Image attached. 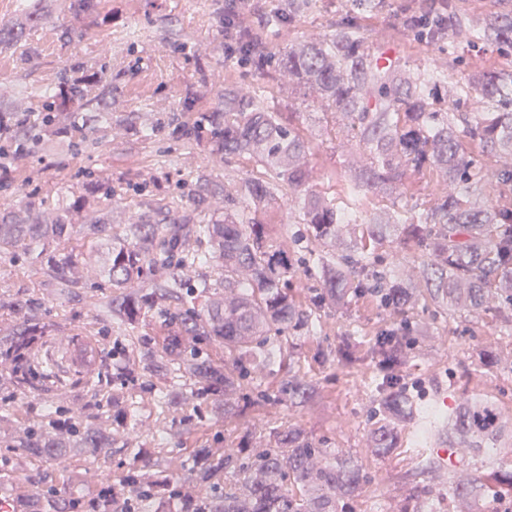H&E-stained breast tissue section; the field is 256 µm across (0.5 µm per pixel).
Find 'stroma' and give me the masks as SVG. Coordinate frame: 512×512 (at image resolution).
<instances>
[{
  "mask_svg": "<svg viewBox=\"0 0 512 512\" xmlns=\"http://www.w3.org/2000/svg\"><path fill=\"white\" fill-rule=\"evenodd\" d=\"M411 3L313 0L311 10L275 30L270 22L287 10L288 0H251L253 15L248 25L262 38L268 55L277 58L289 46L333 32L338 22H351L363 32L369 54L399 59L402 68L415 74L440 77L438 93L452 111L490 109V102L475 94L464 95L462 88L478 66L489 60L503 62L500 44L474 40L467 28L453 26L435 42L419 40L410 30L404 31L399 42H391L389 28L402 23ZM101 6L111 13V24L83 27L67 40L48 36L49 28L71 23L69 15L54 11L48 28L32 37L41 54V67L32 69L21 63L18 54L4 52L0 54V80L36 91L58 68L90 64L107 49L112 53L113 119L123 121L129 113L152 108L159 120L156 130L146 136L131 131L80 153L64 143L49 153L36 152L28 156L25 172L13 168L0 180V195L23 185L53 204L61 194L82 186L85 170H99L125 197V211L112 215V226L118 230L128 215L141 209V195L134 191L138 184L153 198H167L183 192L186 183L202 169L231 193L240 194L246 179L256 171L255 163L233 157L202 165L207 142L187 130L196 111L214 105L218 92L240 86L257 88L278 111L298 113L299 127L311 147L317 171L316 188L326 196H339L342 176L365 164V156L346 132L327 126L325 108L315 93L302 86H288L276 71L262 74L252 64L225 58L221 23L224 0H102ZM129 29L142 34L132 46L124 39ZM186 96L195 98L196 110L178 113L176 100ZM27 174L32 177L28 183L23 180ZM442 193L434 176H414L406 199L376 195L369 207L376 211L404 205L421 209L433 205ZM30 292L43 301L45 320L52 329L38 353L44 373L42 391L0 388V460L8 459L13 472L12 478L0 480V494L26 503L35 491L31 476L43 475L57 489L76 492L89 501L101 488L118 480L129 464L128 457L119 451L103 463L76 449L54 460L12 449L13 440L28 427L45 423L46 412L65 422L71 411L81 410L112 430L117 441L128 440L145 448L152 459L171 470L179 468L198 448L221 451L247 435L254 447L262 449L268 443L270 428H300L323 447L362 465L367 482L360 496L351 501L352 512H383L386 504L403 501L414 488L422 491L429 512H448L451 484L434 483L417 470L410 438L401 437L397 448L385 456L377 457L367 450V434L377 422V400L372 390L375 370H347L324 360L349 329L359 328L367 340L392 323V316L369 298L360 297L346 315H322L317 333L278 337V344L294 348L292 373L316 386L314 405L263 403L247 389L240 413L228 417L221 397L200 393H184L174 408L163 410L155 405L152 393L140 382L145 372L139 356L147 348L160 350V322L151 312L133 327L106 321L103 301L112 293L107 282L94 280L73 299L42 283L24 258L1 256L0 297ZM404 319L413 329L415 354L403 381L422 401H429L437 391L453 409L470 395L484 394L494 397L505 416L512 417V327L495 311L453 319L421 302L409 309ZM75 341L89 342L91 348L103 353L118 350L119 364L110 384L97 385L95 375L75 369L71 349ZM116 398L134 404L137 422L126 423L110 415Z\"/></svg>",
  "mask_w": 512,
  "mask_h": 512,
  "instance_id": "35a3bbf8",
  "label": "stroma"
}]
</instances>
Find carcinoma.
Instances as JSON below:
<instances>
[{"label": "carcinoma", "instance_id": "cac0c4a2", "mask_svg": "<svg viewBox=\"0 0 512 512\" xmlns=\"http://www.w3.org/2000/svg\"><path fill=\"white\" fill-rule=\"evenodd\" d=\"M50 2L18 7L0 26V52L19 48L23 63L39 58L31 35L49 21ZM61 7L76 20L96 25L107 20L100 0H62ZM472 33L512 45V15L487 18L472 25ZM363 45L359 28L339 23L330 34L288 47L277 66L288 80L322 98L328 121L351 131L366 156L359 172L344 179L341 201L316 189L309 147L293 119H283L253 89L239 87L200 113L196 130L208 136L209 161L246 155L260 166L241 197L201 172L190 207L175 197L161 199L114 234L112 210L121 206L123 195L89 171L82 189L53 209L22 190L1 199L0 252L26 257L63 291L98 275L108 278L112 298L106 307L121 323L155 311L164 331L162 354L149 349L142 357L164 380L152 385L161 407L174 401L173 388L184 380L223 394L227 414L247 388L268 401L311 403L315 386L296 375L284 378L272 394L261 389L265 376L285 362L282 347L270 336L313 329L322 313L345 314L353 298L365 294L397 316L423 300L459 317L494 305L512 323V168L497 171L498 193L488 202L477 193V174L460 147L461 139L469 138L512 158V63L490 64L467 79L495 109L465 113L454 122L439 106V78L414 76L396 59L382 63ZM248 49L256 67L268 64L261 42L248 40ZM40 97L44 106L32 119L27 92L0 82V160L19 164L62 136L75 147L97 134L103 140L153 127L151 109L113 125L112 74L105 64L57 73ZM426 173L452 191L419 216L402 210L363 218L370 195H399L408 175ZM273 181L300 199V232L290 235L286 224L256 220L257 213L277 207ZM387 243L426 252V269L410 279L382 265L379 250ZM210 263L222 268L221 278L211 280L201 271ZM302 265L315 270L318 283L306 305L294 295ZM201 298L205 305L193 307ZM185 304L188 314L178 321L170 307ZM42 308V301L30 296L0 302V311L20 317L0 336V359L9 364L0 382L33 387L28 359L46 330ZM198 336L224 340L231 363L221 368L203 356L190 345ZM409 349L397 327L380 330L369 343L349 333L336 346L333 360L339 366L368 363L381 374L373 387L380 421L367 436L371 454H387L407 426L424 445L446 444L476 456L512 437L498 403L487 395H472L450 413L417 400L400 384ZM273 438L275 447L258 453L245 446L247 436L219 456L199 448L179 473L155 468L143 449L126 441L120 451L132 467L108 496L97 499L96 512H172L175 498L183 502L180 512H345L344 505L365 485L357 461L317 446L303 431H275ZM115 442L112 432L76 415L63 427L28 429L14 447L50 459L66 448H81L106 461ZM453 501L452 512L512 510V462H500L489 473L461 475L453 482ZM33 506L37 512L85 508L81 497L51 485L36 489Z\"/></svg>", "mask_w": 512, "mask_h": 512}]
</instances>
